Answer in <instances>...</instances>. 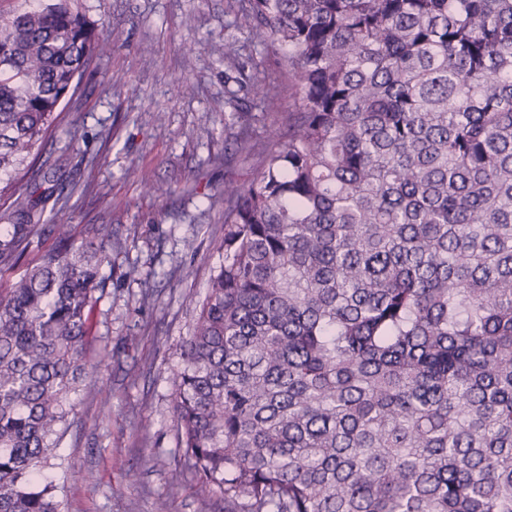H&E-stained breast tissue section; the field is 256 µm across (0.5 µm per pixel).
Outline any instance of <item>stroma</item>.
I'll return each mask as SVG.
<instances>
[{
    "instance_id": "stroma-1",
    "label": "stroma",
    "mask_w": 512,
    "mask_h": 512,
    "mask_svg": "<svg viewBox=\"0 0 512 512\" xmlns=\"http://www.w3.org/2000/svg\"><path fill=\"white\" fill-rule=\"evenodd\" d=\"M95 26L119 35L62 107L60 128L35 152L32 181L54 173L58 217L76 239L101 230L118 240L102 273L88 358L94 367L72 396L61 442L63 465L47 469L61 512H224V497L201 498L177 447L173 370L224 237L228 180L247 182L269 148L266 131L292 107L287 68L228 28L239 0H81ZM254 64L227 67L225 42ZM121 72L126 83L111 87ZM281 99L278 112L229 100L239 75ZM249 112V147L238 150L226 122ZM77 152L57 157L68 138ZM168 185L144 194L142 173Z\"/></svg>"
}]
</instances>
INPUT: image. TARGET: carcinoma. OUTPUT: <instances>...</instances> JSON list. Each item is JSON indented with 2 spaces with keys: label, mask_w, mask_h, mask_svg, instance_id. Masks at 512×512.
Here are the masks:
<instances>
[{
  "label": "carcinoma",
  "mask_w": 512,
  "mask_h": 512,
  "mask_svg": "<svg viewBox=\"0 0 512 512\" xmlns=\"http://www.w3.org/2000/svg\"><path fill=\"white\" fill-rule=\"evenodd\" d=\"M228 26L287 61L293 103L253 177L224 182V261L173 371L200 495L512 512V0H241ZM113 48L78 0L0 16L5 270L55 210L22 189L27 160ZM52 231L0 289V512H59L44 469L106 285V242Z\"/></svg>",
  "instance_id": "cac0c4a2"
}]
</instances>
